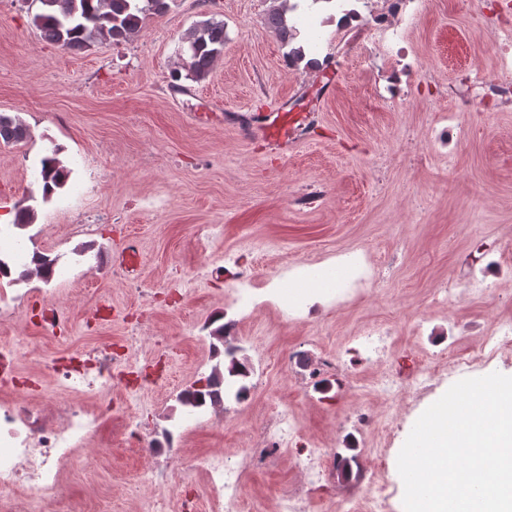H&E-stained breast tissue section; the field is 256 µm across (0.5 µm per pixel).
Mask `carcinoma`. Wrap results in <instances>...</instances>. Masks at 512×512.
Returning <instances> with one entry per match:
<instances>
[{
    "instance_id": "obj_1",
    "label": "carcinoma",
    "mask_w": 512,
    "mask_h": 512,
    "mask_svg": "<svg viewBox=\"0 0 512 512\" xmlns=\"http://www.w3.org/2000/svg\"><path fill=\"white\" fill-rule=\"evenodd\" d=\"M39 12L34 20L41 37L48 43L80 50L95 41H130L142 29L143 21L149 15L163 13L168 8L167 0H36ZM268 13L269 26L277 33L284 46L290 47L288 57L298 63L305 59L303 47L292 43L298 35L295 25L290 23L288 13L295 11L289 0H272ZM224 22L210 18L197 23L184 37L189 58L186 62L187 76L195 81L206 79L215 62L224 53ZM28 137V129L17 117L0 113V140L5 143L20 142ZM43 195L48 196L66 186L70 171L52 151L39 161ZM35 209L31 205L17 206L13 226L24 229L35 220ZM58 258L45 253L33 252L32 260L21 264L18 280L33 276L44 280L53 277ZM215 351H224L228 364L225 369L216 366L206 377L205 383L192 385L178 396L180 404L189 409H199L207 400L228 393L235 400L247 397L250 386L247 379L251 374L246 362L237 357V347L224 336V326L212 331Z\"/></svg>"
}]
</instances>
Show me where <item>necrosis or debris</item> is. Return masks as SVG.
<instances>
[{
  "label": "necrosis or debris",
  "mask_w": 512,
  "mask_h": 512,
  "mask_svg": "<svg viewBox=\"0 0 512 512\" xmlns=\"http://www.w3.org/2000/svg\"><path fill=\"white\" fill-rule=\"evenodd\" d=\"M379 11L370 12L367 21L351 8L349 0H336L337 18H350L359 44L382 46L384 41L400 42V31L394 20L409 0H380ZM289 278L309 282L315 295L331 309H340L361 299L378 288L383 271L365 255H354L343 269L338 285H330L332 272L316 262H295L287 268ZM257 283L250 268H242L227 300L242 317L251 316L260 305L299 314L307 298L303 295H281L272 292L266 303L254 297ZM512 351V312H500L495 324L484 333L482 344L464 353H451L433 359L430 366L416 374L411 382H403L392 370L351 380L353 390L390 401L406 392L418 395L431 390L439 377L458 370L476 369L498 355ZM96 370L92 373L60 369L50 359L41 368L40 394L48 398V409L40 410L19 395V389L9 376L0 377V512H35L34 495L39 491L53 492L57 512H75V501L68 487L65 465L80 448L86 447L100 420L97 403L112 392L113 360L110 349L93 352ZM126 428L140 439V447L149 461L137 478L139 485L151 486L156 497L148 512H167L168 493L184 481L178 466L184 454V435L171 431L143 432L136 412H128ZM300 434L292 410L272 407L262 420L250 429L249 446L237 457L220 453H200L192 458V474L202 483L201 496L207 512H244L245 493L252 474L270 469L279 463L289 443ZM164 455H157L156 447ZM301 478L282 489L275 512H315V486L327 480L330 457L323 448L302 449L295 458ZM388 469L385 454H377L376 465L365 487L352 498L342 500L336 512H386L391 494L384 480Z\"/></svg>",
  "instance_id": "obj_1"
}]
</instances>
